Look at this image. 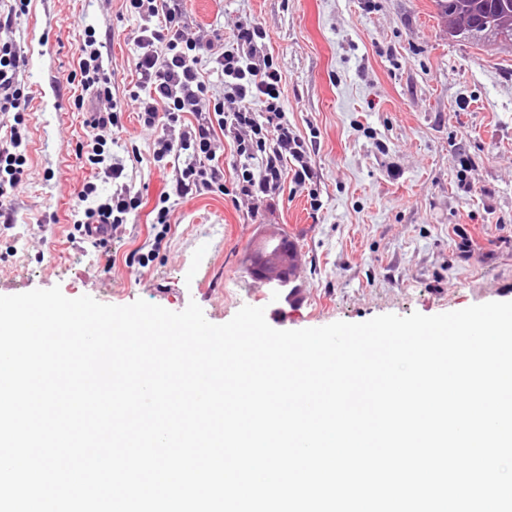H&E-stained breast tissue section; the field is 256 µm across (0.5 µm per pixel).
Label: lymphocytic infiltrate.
<instances>
[{
    "label": "lymphocytic infiltrate",
    "instance_id": "f902f5d3",
    "mask_svg": "<svg viewBox=\"0 0 512 512\" xmlns=\"http://www.w3.org/2000/svg\"><path fill=\"white\" fill-rule=\"evenodd\" d=\"M127 12L139 17L136 46V88L125 104H118L112 82L102 64V45L86 36L78 62L81 83L97 104L88 121L91 129L120 127L122 106H131L144 126L153 130L152 159L168 167L177 155L186 160L178 170L182 189L199 193L220 191L233 202L258 205L271 200L284 176L300 187L311 184L313 171L309 148L294 133L281 102V75L261 48L267 37L257 25L239 24L237 46L202 41L180 21L181 0H126ZM166 55H159L158 44ZM209 54L212 70L224 82V101L208 97V82L199 68L198 50ZM20 54L15 40L0 41V219L11 222L8 207L26 161L23 112L30 95L19 78ZM192 113L194 123L182 125L183 113ZM223 131L232 140L239 163L232 182H225L224 168L215 151V133ZM90 164L104 166L117 186L110 199L99 201L98 188L86 184L79 193L83 203L74 224L80 233L90 225L119 226L141 205L138 194L123 184L122 163L109 161L99 146H92Z\"/></svg>",
    "mask_w": 512,
    "mask_h": 512
}]
</instances>
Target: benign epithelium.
Masks as SVG:
<instances>
[{"label": "benign epithelium", "mask_w": 512, "mask_h": 512, "mask_svg": "<svg viewBox=\"0 0 512 512\" xmlns=\"http://www.w3.org/2000/svg\"><path fill=\"white\" fill-rule=\"evenodd\" d=\"M297 246L287 234L269 230L246 256V270L257 282L282 293L296 288Z\"/></svg>", "instance_id": "1"}]
</instances>
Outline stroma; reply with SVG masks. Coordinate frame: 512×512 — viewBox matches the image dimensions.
<instances>
[{"instance_id":"35a3bbf8","label":"stroma","mask_w":512,"mask_h":512,"mask_svg":"<svg viewBox=\"0 0 512 512\" xmlns=\"http://www.w3.org/2000/svg\"><path fill=\"white\" fill-rule=\"evenodd\" d=\"M182 20L228 50L238 22L266 32L284 110L310 149L311 188L284 179L272 204L252 209L179 191L127 109L106 148L142 205L105 245L81 239L80 191L91 181L105 198L112 181L85 158L95 133L75 105L86 95L77 47L95 29L124 97L140 21L123 0H31L12 24L32 101L14 222L0 224V295L57 285L118 306L178 312L193 301L214 324L250 305L279 330L512 301V41L449 36L435 0H183ZM164 194L163 233L152 210ZM270 224L304 261L286 300L244 266ZM136 251L148 265H130Z\"/></svg>"}]
</instances>
